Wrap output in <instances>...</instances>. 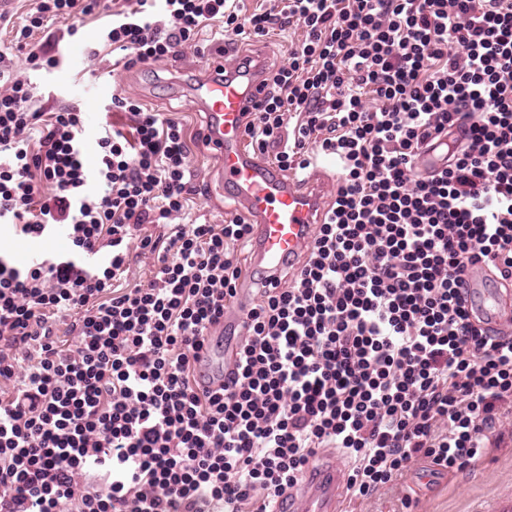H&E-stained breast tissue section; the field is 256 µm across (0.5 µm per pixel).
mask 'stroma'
<instances>
[{
    "instance_id": "stroma-1",
    "label": "stroma",
    "mask_w": 512,
    "mask_h": 512,
    "mask_svg": "<svg viewBox=\"0 0 512 512\" xmlns=\"http://www.w3.org/2000/svg\"><path fill=\"white\" fill-rule=\"evenodd\" d=\"M140 0H100L93 15L84 17L77 35H69V20H55L48 31L37 32L32 41L47 55L57 59L50 71L30 69L24 52L13 42L15 27L24 24L29 0H7L0 10V52L14 62L18 74L30 80L31 107L39 112H55L76 107L85 121L102 128L125 124L124 113L113 110L110 100L100 99L88 90L91 77L98 76L111 84L114 95L139 101L147 109L180 122L188 137L189 165L195 188L189 201V222L220 224L239 214L240 208L225 197L217 172L215 151L203 137V115L193 110L186 97L172 96L171 81L186 83L209 71L224 45L234 52L260 54L265 68L287 63L290 52L302 41L301 27L293 25L250 40H226L220 22H212L199 32L196 40L185 46L179 57L159 63L126 68L112 56H93L101 41V30L109 14L139 9ZM65 237L50 234L38 239L15 234L11 226L0 224V252L8 254L17 266H25L31 257L62 253ZM416 499L415 512H512V443L502 445L470 471L437 476L416 470L404 474L371 498L357 503L338 497L336 512H406L405 497Z\"/></svg>"
}]
</instances>
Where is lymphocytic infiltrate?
Listing matches in <instances>:
<instances>
[{
  "label": "lymphocytic infiltrate",
  "mask_w": 512,
  "mask_h": 512,
  "mask_svg": "<svg viewBox=\"0 0 512 512\" xmlns=\"http://www.w3.org/2000/svg\"><path fill=\"white\" fill-rule=\"evenodd\" d=\"M98 4L34 0L15 33L32 69L57 64L29 48L35 31ZM214 20L240 39L303 28L247 134L281 171L320 154L340 169L299 265L257 288L216 389L197 365L238 300L252 225L180 223L184 129L133 99L112 101L132 133L104 129L88 167L81 112L31 110L0 53V223L69 241L25 268L0 255V382L17 384L0 398V512H272L323 448L362 501L512 438V335L465 300L475 266L512 285V0H276L248 16L151 0L114 13L103 40L128 64L162 62ZM134 253L152 257L149 280L115 290Z\"/></svg>",
  "instance_id": "lymphocytic-infiltrate-1"
}]
</instances>
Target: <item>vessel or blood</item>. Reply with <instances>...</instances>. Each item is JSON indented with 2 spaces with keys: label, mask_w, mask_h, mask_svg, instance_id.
Segmentation results:
<instances>
[{
  "label": "vessel or blood",
  "mask_w": 512,
  "mask_h": 512,
  "mask_svg": "<svg viewBox=\"0 0 512 512\" xmlns=\"http://www.w3.org/2000/svg\"><path fill=\"white\" fill-rule=\"evenodd\" d=\"M263 62L254 56H237L223 72L193 84L190 93L196 111L205 115L207 136L216 148L225 195L236 200L254 226L252 252L259 275L279 274L311 243L320 222L322 184L315 178L284 177L260 154L246 147L242 111L261 102ZM467 307L485 324L500 328L512 322V304L502 296L499 283L482 268L468 276ZM224 340L209 337L202 362V377L219 384L220 367L228 357ZM340 475L335 467L312 471L301 495L282 498L273 512H335Z\"/></svg>",
  "instance_id": "vessel-or-blood-1"
}]
</instances>
